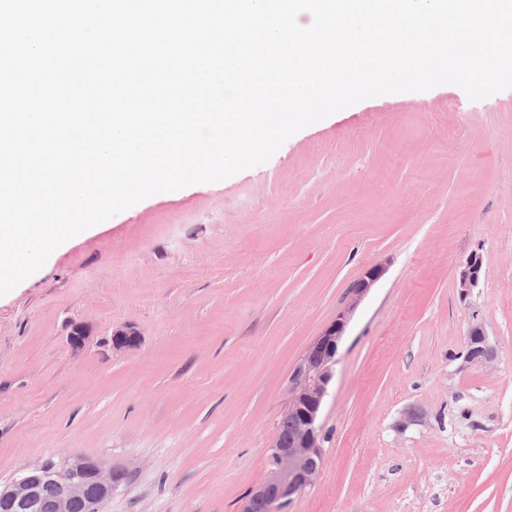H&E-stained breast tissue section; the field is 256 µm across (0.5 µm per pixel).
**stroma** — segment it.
Returning <instances> with one entry per match:
<instances>
[{"instance_id": "obj_1", "label": "stroma", "mask_w": 512, "mask_h": 512, "mask_svg": "<svg viewBox=\"0 0 512 512\" xmlns=\"http://www.w3.org/2000/svg\"><path fill=\"white\" fill-rule=\"evenodd\" d=\"M345 310L323 467L286 512H512V89L360 101L58 247L0 296V485L81 453L132 470L104 512H241ZM477 323L488 365L465 360ZM482 274V259L478 254H471L461 271L459 288L461 297H467L479 284Z\"/></svg>"}]
</instances>
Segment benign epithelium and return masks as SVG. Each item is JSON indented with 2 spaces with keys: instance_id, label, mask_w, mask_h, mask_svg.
Wrapping results in <instances>:
<instances>
[{
  "instance_id": "7a95c632",
  "label": "benign epithelium",
  "mask_w": 512,
  "mask_h": 512,
  "mask_svg": "<svg viewBox=\"0 0 512 512\" xmlns=\"http://www.w3.org/2000/svg\"><path fill=\"white\" fill-rule=\"evenodd\" d=\"M482 259L470 255L461 271V297L478 286ZM381 275L372 268L361 278L352 293L365 295ZM350 311L340 313L308 347L296 365L289 382L287 414L293 417V431L277 433L268 448L269 468L264 480L247 495L241 512H278L286 500L312 485L318 478L324 457L318 418L328 385L339 342L344 335ZM116 348H132L138 333L130 325L112 330ZM496 356L484 328L476 325L468 335L466 358L480 364ZM130 472L104 461L76 454L64 461H45L25 470L12 484L0 488V512H103V506L127 479Z\"/></svg>"
}]
</instances>
